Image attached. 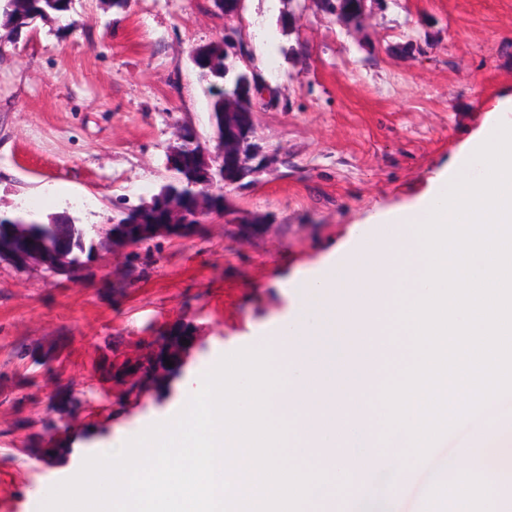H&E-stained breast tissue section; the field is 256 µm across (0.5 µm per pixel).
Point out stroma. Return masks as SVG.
Instances as JSON below:
<instances>
[{
    "mask_svg": "<svg viewBox=\"0 0 512 512\" xmlns=\"http://www.w3.org/2000/svg\"><path fill=\"white\" fill-rule=\"evenodd\" d=\"M227 23L213 0H72L65 17L0 27V212L101 225L150 198L176 124L213 135L190 54ZM242 23L281 104L253 114L271 160L228 189L233 214L154 239L124 287L105 256L77 276L0 261V512H38L69 471L26 453L59 447L42 426L59 392L86 393L112 439L182 400L111 399L106 371L131 340L190 323V371L259 342L281 350L304 283L344 277L376 241L369 216L416 202L512 99V0H376L348 28L296 0H246ZM394 480L378 470L346 512H394Z\"/></svg>",
    "mask_w": 512,
    "mask_h": 512,
    "instance_id": "1",
    "label": "stroma"
}]
</instances>
